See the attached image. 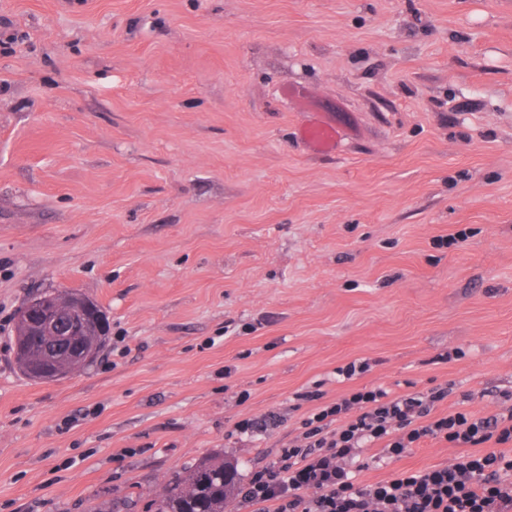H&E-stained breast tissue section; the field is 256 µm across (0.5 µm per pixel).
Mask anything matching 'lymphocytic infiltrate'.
Here are the masks:
<instances>
[{"label":"lymphocytic infiltrate","instance_id":"obj_1","mask_svg":"<svg viewBox=\"0 0 512 512\" xmlns=\"http://www.w3.org/2000/svg\"><path fill=\"white\" fill-rule=\"evenodd\" d=\"M452 386L390 395L361 388L332 402L320 390L300 393L315 402L302 432L278 459L255 467L238 487L245 512H512V405L478 416L459 409L437 413ZM467 447L451 465L397 472L373 486L356 479L363 449L381 459L406 454L422 439Z\"/></svg>","mask_w":512,"mask_h":512}]
</instances>
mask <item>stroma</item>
Here are the masks:
<instances>
[{"label":"stroma","mask_w":512,"mask_h":512,"mask_svg":"<svg viewBox=\"0 0 512 512\" xmlns=\"http://www.w3.org/2000/svg\"><path fill=\"white\" fill-rule=\"evenodd\" d=\"M0 17L27 35L0 53V512H152L209 455L247 477L315 388L452 382L442 411H501L512 0H0ZM312 122L335 123L333 150L302 140ZM58 289L100 306L105 342L36 382L15 317ZM353 361L370 371L338 377ZM463 453L367 448L357 479ZM27 336L25 334V330L22 326L16 325V351H17V365L20 369V371L27 376L29 379L33 381H42V382H53L58 381L60 379H63L69 375L73 370L77 369L73 366L76 363H81L82 367L85 366L88 362H74L71 360L66 359H60L54 361L53 364H51V368L54 374H62L61 377L54 380H46L42 377H37L32 374V372L29 369V361H28V352H27ZM84 365V366H83Z\"/></svg>","instance_id":"35a3bbf8"}]
</instances>
